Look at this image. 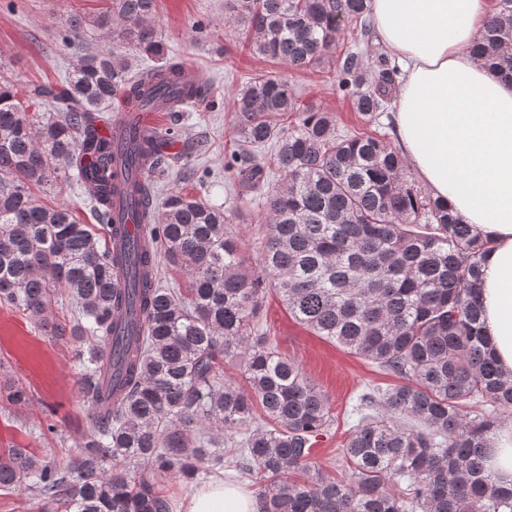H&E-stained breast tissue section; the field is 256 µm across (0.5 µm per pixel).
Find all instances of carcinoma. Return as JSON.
I'll return each mask as SVG.
<instances>
[{"label":"carcinoma","instance_id":"carcinoma-1","mask_svg":"<svg viewBox=\"0 0 512 512\" xmlns=\"http://www.w3.org/2000/svg\"><path fill=\"white\" fill-rule=\"evenodd\" d=\"M156 2L112 0L110 12L70 17L75 37L116 43L81 55L59 88L22 98L0 75V304L42 318L67 301L70 335L87 347L81 384L92 408V434L67 464L0 449V491L23 484L36 505L65 512H170L161 480L193 483L229 446L256 480L259 512H512V486L487 468L491 435L512 424V373L480 330L484 243L416 184L387 135L342 132L288 81L254 74L238 91L224 168L240 193L266 196L256 267L233 214L179 192L126 251L104 242L115 155L98 112L123 95L143 110L210 95L204 82L176 84L182 65L164 55ZM224 9L252 54L291 69L323 63L347 26L359 43L372 31L369 0H225ZM126 44L161 63L130 72L118 52ZM477 56L512 78V0L488 16ZM396 75L350 51L335 83L374 123L391 109ZM42 101L48 112L36 119L29 109ZM169 136L144 139L158 172L170 166ZM60 170L94 199L103 234L32 198L30 186ZM161 257L187 287L159 285ZM271 290L296 322L401 380L360 395L341 478L310 466L334 422L330 398L261 324ZM233 360L245 389L224 380ZM205 425L221 436H195Z\"/></svg>","mask_w":512,"mask_h":512}]
</instances>
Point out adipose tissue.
<instances>
[{
  "label": "adipose tissue",
  "instance_id": "obj_1",
  "mask_svg": "<svg viewBox=\"0 0 512 512\" xmlns=\"http://www.w3.org/2000/svg\"><path fill=\"white\" fill-rule=\"evenodd\" d=\"M378 38L403 64L392 120L402 153L432 196L487 244L480 302L498 364L512 372V82L473 53L489 0H370ZM181 512H254L214 477Z\"/></svg>",
  "mask_w": 512,
  "mask_h": 512
}]
</instances>
